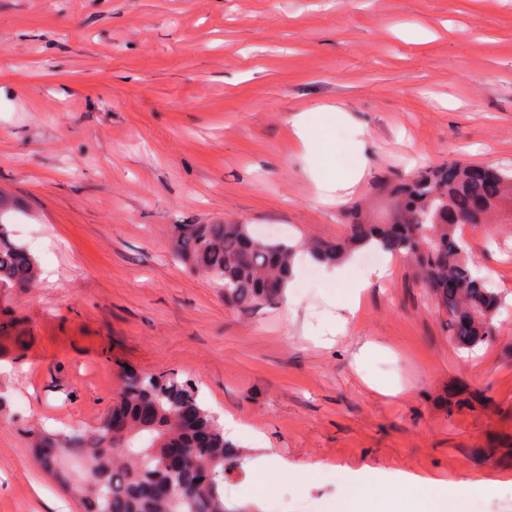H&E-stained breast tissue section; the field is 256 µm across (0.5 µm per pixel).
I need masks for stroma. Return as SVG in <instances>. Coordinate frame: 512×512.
Here are the masks:
<instances>
[{
    "instance_id": "stroma-1",
    "label": "stroma",
    "mask_w": 512,
    "mask_h": 512,
    "mask_svg": "<svg viewBox=\"0 0 512 512\" xmlns=\"http://www.w3.org/2000/svg\"><path fill=\"white\" fill-rule=\"evenodd\" d=\"M298 117L328 127L354 187L321 189ZM459 160L512 169V0H0V222L42 246L38 285L0 300L26 329L0 364V512H75L35 436L95 427L128 368L177 373L253 427L228 506L324 512L401 470L498 482L468 512H512V314L465 356L402 256L385 277L363 252L342 280L304 265L283 302L237 310L171 254L177 224L336 240L357 211L383 220L380 186ZM463 233L512 303V208ZM363 279L344 333L315 345ZM474 392L492 403L449 411ZM270 453L322 470L269 484Z\"/></svg>"
}]
</instances>
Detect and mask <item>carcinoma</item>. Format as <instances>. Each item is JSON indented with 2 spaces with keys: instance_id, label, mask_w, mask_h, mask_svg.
Segmentation results:
<instances>
[{
  "instance_id": "cac0c4a2",
  "label": "carcinoma",
  "mask_w": 512,
  "mask_h": 512,
  "mask_svg": "<svg viewBox=\"0 0 512 512\" xmlns=\"http://www.w3.org/2000/svg\"><path fill=\"white\" fill-rule=\"evenodd\" d=\"M381 193L388 200L385 219L360 218L334 242L262 239L247 224H177L174 252L224 288V302L240 309L281 302L296 259L305 254L326 264L365 248L402 255L420 269L454 347L471 352L489 343L509 304L478 275L461 228L487 223L512 201V170L498 168L494 177L481 179L472 164L454 162ZM39 273L29 248L12 241L0 223V291L31 288ZM169 448L193 452L189 461L174 462ZM32 452L72 494L78 512H254L248 505L227 506L224 495L243 470L246 450L225 440L219 416L201 403L192 383L175 375L125 374L94 429L42 433ZM149 484L161 492L145 495Z\"/></svg>"
}]
</instances>
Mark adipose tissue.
I'll return each instance as SVG.
<instances>
[{"instance_id": "adipose-tissue-1", "label": "adipose tissue", "mask_w": 512, "mask_h": 512, "mask_svg": "<svg viewBox=\"0 0 512 512\" xmlns=\"http://www.w3.org/2000/svg\"><path fill=\"white\" fill-rule=\"evenodd\" d=\"M491 495L496 485L470 482L417 480L398 473L382 476L377 486L349 483L337 499L334 512H466V502L475 491Z\"/></svg>"}]
</instances>
